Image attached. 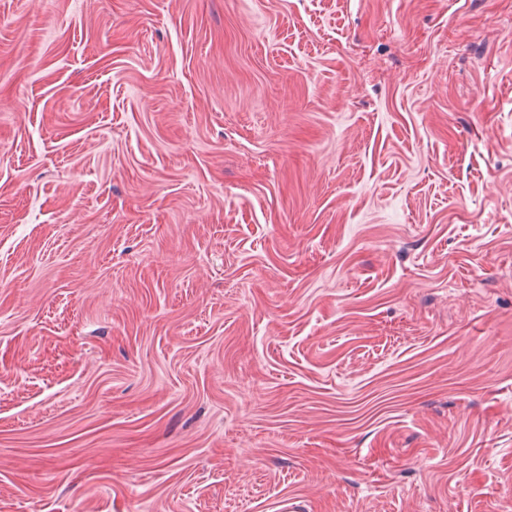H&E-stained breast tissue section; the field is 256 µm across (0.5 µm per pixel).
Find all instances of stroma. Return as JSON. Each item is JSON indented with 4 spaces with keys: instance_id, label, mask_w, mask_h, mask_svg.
<instances>
[{
    "instance_id": "1",
    "label": "stroma",
    "mask_w": 512,
    "mask_h": 512,
    "mask_svg": "<svg viewBox=\"0 0 512 512\" xmlns=\"http://www.w3.org/2000/svg\"><path fill=\"white\" fill-rule=\"evenodd\" d=\"M512 512V0H0V512Z\"/></svg>"
}]
</instances>
